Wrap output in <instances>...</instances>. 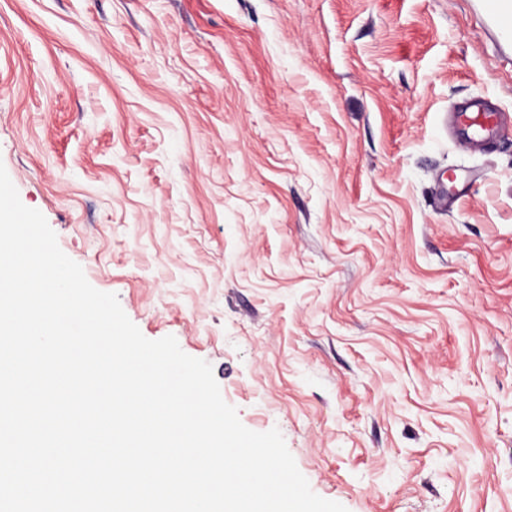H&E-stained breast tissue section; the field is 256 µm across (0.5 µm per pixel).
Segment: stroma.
<instances>
[{"label":"stroma","mask_w":512,"mask_h":512,"mask_svg":"<svg viewBox=\"0 0 512 512\" xmlns=\"http://www.w3.org/2000/svg\"><path fill=\"white\" fill-rule=\"evenodd\" d=\"M512 62L470 0H0V163L89 283L347 512H512ZM454 119L458 140L466 146L494 140L503 127V113L493 112L478 102L456 112Z\"/></svg>","instance_id":"obj_1"}]
</instances>
